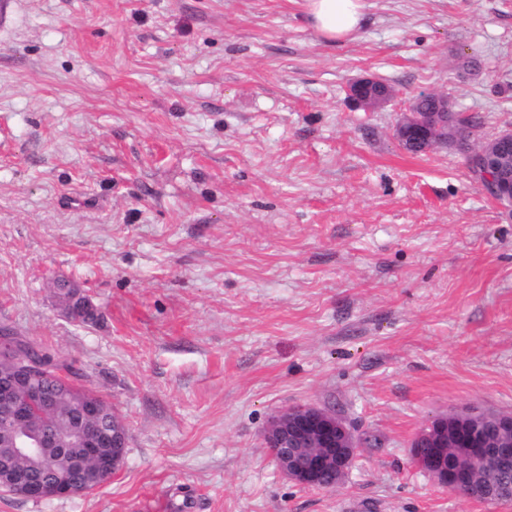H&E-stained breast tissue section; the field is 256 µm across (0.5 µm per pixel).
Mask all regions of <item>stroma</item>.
I'll use <instances>...</instances> for the list:
<instances>
[{
	"instance_id": "1",
	"label": "stroma",
	"mask_w": 512,
	"mask_h": 512,
	"mask_svg": "<svg viewBox=\"0 0 512 512\" xmlns=\"http://www.w3.org/2000/svg\"><path fill=\"white\" fill-rule=\"evenodd\" d=\"M364 5L331 43L303 0H0V327L128 431L109 482L0 512H512L410 461L435 418L512 412V215L395 138L422 92L473 146L512 126V0ZM362 76L392 102L353 108ZM304 404L360 440L330 490L263 442Z\"/></svg>"
}]
</instances>
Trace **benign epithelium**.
Wrapping results in <instances>:
<instances>
[{"mask_svg": "<svg viewBox=\"0 0 512 512\" xmlns=\"http://www.w3.org/2000/svg\"><path fill=\"white\" fill-rule=\"evenodd\" d=\"M380 84L376 78L357 79L348 86V99L365 110L382 107L393 94L381 92ZM451 110L448 97L437 96L432 111L410 112L396 128L401 147L426 151L448 143ZM498 142L512 146V130L497 134L478 152L489 181L490 171L503 165L494 150ZM0 357L11 362L7 373L0 375V425L12 443L10 458L0 464V487L36 501L75 495L74 485L63 473L49 482L33 479L31 469L46 462L49 448L55 449L59 460L78 448V468L94 478L111 479L124 463L127 438L101 426L105 416L101 398L92 395L77 404L75 420L65 433L37 428L36 420L54 418L59 410L58 397L44 385L47 374L39 364L14 356L8 336H0ZM264 441L286 478L312 487L320 485L327 473L345 476L357 448L352 429L341 415L312 405L291 407L273 416ZM411 454L426 473L450 490L512 501V483L485 484L477 478L482 466L506 469L512 465V413L472 410L439 417L416 436Z\"/></svg>", "mask_w": 512, "mask_h": 512, "instance_id": "obj_1", "label": "benign epithelium"}]
</instances>
